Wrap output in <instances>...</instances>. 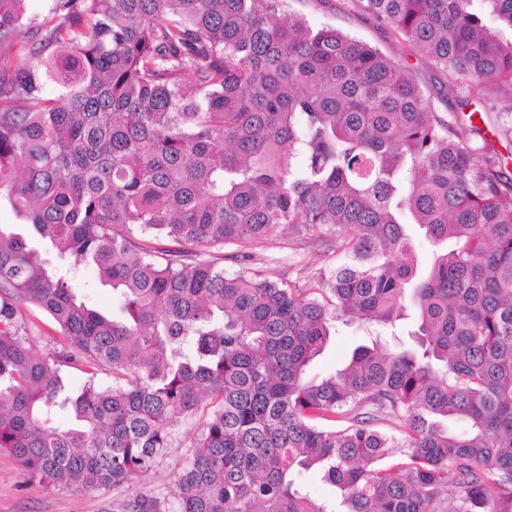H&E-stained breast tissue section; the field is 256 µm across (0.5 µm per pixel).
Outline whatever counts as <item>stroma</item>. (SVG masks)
<instances>
[{"instance_id": "35a3bbf8", "label": "stroma", "mask_w": 512, "mask_h": 512, "mask_svg": "<svg viewBox=\"0 0 512 512\" xmlns=\"http://www.w3.org/2000/svg\"><path fill=\"white\" fill-rule=\"evenodd\" d=\"M288 11L304 17L312 27H334L402 61L418 77L436 111L448 113L454 109V102L444 94L443 74L414 51L394 28L358 8L355 0H288ZM240 252V247L227 245L210 249L205 256L229 273L260 271L304 287L320 269L335 261L336 240L319 239L287 227L275 236L251 244L249 260H241ZM378 332V326L372 323H337L336 334L313 366V374L324 376L334 372L355 347L370 342ZM198 429V418L188 419L167 454L146 476L120 487L87 491L49 488L27 479L17 460L0 451V512H126L130 502L145 496L164 501L170 512H175L173 475L188 458L191 440Z\"/></svg>"}]
</instances>
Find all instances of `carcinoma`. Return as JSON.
I'll list each match as a JSON object with an SVG mask.
<instances>
[{"mask_svg":"<svg viewBox=\"0 0 512 512\" xmlns=\"http://www.w3.org/2000/svg\"><path fill=\"white\" fill-rule=\"evenodd\" d=\"M355 2L456 109L287 0H58L31 43L27 0H0V205L33 233L0 224V450L25 476L122 485L200 413L177 512H443L448 492V512H512V168L465 113L473 86L512 96V0ZM283 225L336 238L305 288L201 258ZM136 231L181 249L160 262ZM83 266L112 309L69 286ZM27 305L61 348L33 351ZM409 311L416 347L309 376L337 322ZM407 232L413 240L419 267L422 270L428 269L433 261L431 245L425 239L422 230L417 225L408 226Z\"/></svg>","mask_w":512,"mask_h":512,"instance_id":"1","label":"carcinoma"}]
</instances>
